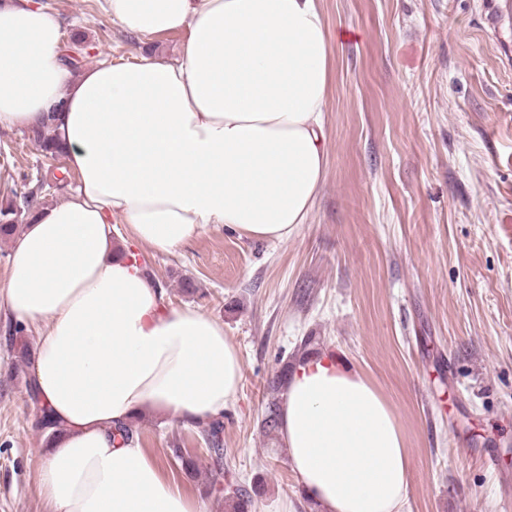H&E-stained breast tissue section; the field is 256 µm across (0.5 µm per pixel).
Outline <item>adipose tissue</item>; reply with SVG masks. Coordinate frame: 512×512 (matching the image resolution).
Here are the masks:
<instances>
[{
  "label": "adipose tissue",
  "instance_id": "1",
  "mask_svg": "<svg viewBox=\"0 0 512 512\" xmlns=\"http://www.w3.org/2000/svg\"><path fill=\"white\" fill-rule=\"evenodd\" d=\"M129 35L187 31L179 59L64 58L58 16L0 0V127L51 128L78 183L33 210L16 238L0 311L37 327L31 359L58 433L37 491L50 512H209L137 440L112 430L154 414L223 416L243 366L224 326L167 307L112 244L114 222L171 254L209 225L285 242L322 188L332 35L318 0H104ZM279 440L318 512H407L411 455L385 395L339 355L297 360Z\"/></svg>",
  "mask_w": 512,
  "mask_h": 512
}]
</instances>
